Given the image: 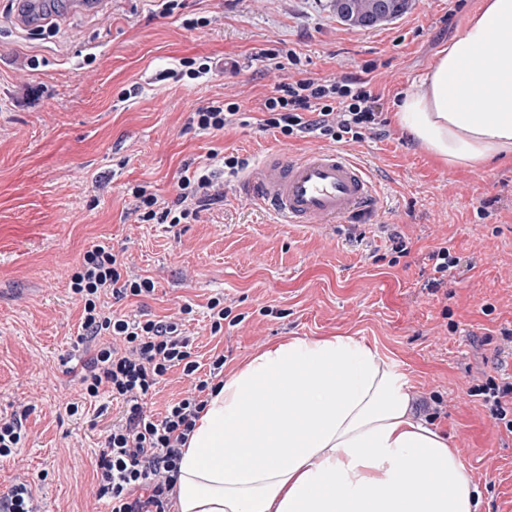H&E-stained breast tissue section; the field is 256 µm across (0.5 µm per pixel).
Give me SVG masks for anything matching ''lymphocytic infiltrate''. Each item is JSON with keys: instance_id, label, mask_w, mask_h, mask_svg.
<instances>
[{"instance_id": "lymphocytic-infiltrate-1", "label": "lymphocytic infiltrate", "mask_w": 512, "mask_h": 512, "mask_svg": "<svg viewBox=\"0 0 512 512\" xmlns=\"http://www.w3.org/2000/svg\"><path fill=\"white\" fill-rule=\"evenodd\" d=\"M373 65L362 74L336 80L302 77L278 86L264 98L260 112L263 129H276L287 138L313 137L334 142H361L383 135L388 121L380 97L372 87ZM237 103L212 100L198 108L192 124L206 133L224 131L240 121ZM229 172L246 167L235 155H208L195 169H183L172 205L163 207L151 190L135 187L134 209L141 224H182L197 219L200 204L214 186L213 162ZM71 289L81 297V328L87 338L103 337L81 381L88 397L108 393L122 402L125 414L110 429L97 463V495L107 500L109 512H168L176 496L182 449L204 411L203 394L209 381L224 370L216 355L208 377H199L200 364L178 322L129 316L111 311L104 295L116 300L151 295V279L122 278L116 255L103 245L87 250L71 276ZM181 368L192 387L170 403L161 418L145 409L156 384L172 368Z\"/></svg>"}]
</instances>
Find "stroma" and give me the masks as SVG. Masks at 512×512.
Wrapping results in <instances>:
<instances>
[{"label":"stroma","mask_w":512,"mask_h":512,"mask_svg":"<svg viewBox=\"0 0 512 512\" xmlns=\"http://www.w3.org/2000/svg\"><path fill=\"white\" fill-rule=\"evenodd\" d=\"M479 2L412 0L399 19L365 29L339 22L329 0H179L170 14L158 0H110L104 12L57 0L46 30L18 27L19 0H0V412L28 411L21 447L0 458V493L25 475L41 512L108 510L95 469L123 408L84 398L95 344L80 337L83 303L70 288L84 252L102 244L123 271L155 282L151 296L116 310L169 317L192 305L182 323L201 366L220 353L232 371L287 336L375 346L479 483L481 512H512V433L474 394L512 375L502 337L512 329V160L448 166L393 120L400 94ZM269 50L295 51L298 62L269 68ZM186 57L226 66L166 78ZM368 63L389 123L384 136L347 148L370 166L375 215L279 224L223 173V196L208 198L196 221L135 223L133 186L172 203L183 166L208 153L253 164L276 149L329 148L262 129L257 107L287 80L338 78ZM30 86L42 97L26 100ZM218 97L239 104L243 124L217 134L190 127V113ZM386 225L409 247L400 262ZM442 241L460 262L434 291L429 254ZM219 295L244 320L214 337L206 304Z\"/></svg>","instance_id":"obj_1"}]
</instances>
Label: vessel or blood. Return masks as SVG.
<instances>
[{
    "mask_svg": "<svg viewBox=\"0 0 512 512\" xmlns=\"http://www.w3.org/2000/svg\"><path fill=\"white\" fill-rule=\"evenodd\" d=\"M236 194L280 223L337 224L360 215L378 199L367 165L341 149L300 156L267 153L234 185Z\"/></svg>",
    "mask_w": 512,
    "mask_h": 512,
    "instance_id": "vessel-or-blood-1",
    "label": "vessel or blood"
}]
</instances>
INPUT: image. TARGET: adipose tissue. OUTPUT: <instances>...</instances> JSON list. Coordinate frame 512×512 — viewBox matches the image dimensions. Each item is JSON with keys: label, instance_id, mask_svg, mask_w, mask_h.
Returning a JSON list of instances; mask_svg holds the SVG:
<instances>
[{"label": "adipose tissue", "instance_id": "ef3b65f1", "mask_svg": "<svg viewBox=\"0 0 512 512\" xmlns=\"http://www.w3.org/2000/svg\"><path fill=\"white\" fill-rule=\"evenodd\" d=\"M453 167L512 159V0H482L396 106ZM481 491L417 415L404 372L352 336H291L210 394L177 512H478Z\"/></svg>", "mask_w": 512, "mask_h": 512}]
</instances>
